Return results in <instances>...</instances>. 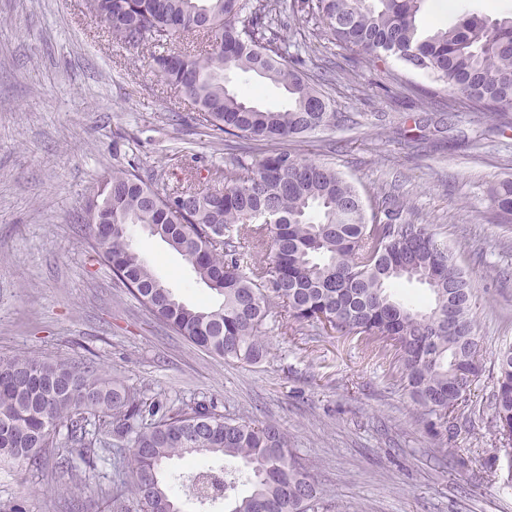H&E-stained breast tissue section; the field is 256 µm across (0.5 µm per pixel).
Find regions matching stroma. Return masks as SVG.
I'll list each match as a JSON object with an SVG mask.
<instances>
[{"mask_svg": "<svg viewBox=\"0 0 512 512\" xmlns=\"http://www.w3.org/2000/svg\"><path fill=\"white\" fill-rule=\"evenodd\" d=\"M495 18L512 0H425L423 29L462 13ZM318 65L335 71L327 97L353 123L289 141L333 166L365 203L408 202L410 220L432 225L470 273L483 374L476 402L448 433L393 387L388 360L356 339L294 334L272 326L269 353L250 365L210 354L156 320L93 257L78 219L112 170L136 161L159 187L180 163L230 160L148 52L113 42L83 0H0V357L93 364L107 379L175 406L215 404L224 415L278 423L308 464L327 512H512L507 467L490 423L495 353L512 343V223L499 221L488 187L512 178V132L458 110L444 134H421L418 114L444 112L448 94L426 74L389 58L349 61L317 42ZM132 245L174 294L193 306L215 298L159 237L133 229ZM0 469V512H70L62 485H111L129 475L128 451L109 466Z\"/></svg>", "mask_w": 512, "mask_h": 512, "instance_id": "1", "label": "stroma"}]
</instances>
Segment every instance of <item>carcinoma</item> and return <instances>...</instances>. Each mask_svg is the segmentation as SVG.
<instances>
[{"label": "carcinoma", "mask_w": 512, "mask_h": 512, "mask_svg": "<svg viewBox=\"0 0 512 512\" xmlns=\"http://www.w3.org/2000/svg\"><path fill=\"white\" fill-rule=\"evenodd\" d=\"M424 0H292V14L311 25L293 28L282 0H85L93 22L133 49L180 44L150 54L164 81L198 112L212 138L267 144L255 161L234 159L211 170L202 186L190 168L179 185L160 189L131 163L112 172L87 200L85 225L98 259L157 319L204 350L253 364L267 354L272 304L287 323L326 333L388 342L391 380L448 427L449 414L470 401L481 371L473 294L466 271L429 224L404 217L395 200L369 212L357 185L333 167L282 145L347 124L307 78L312 41L326 35L346 53L391 56L430 75L448 91V109L492 115L512 128V13L488 19L466 13L447 28L421 29ZM253 73L282 87L289 106L262 108L252 94L226 84L229 73ZM496 216L512 221V179L488 189ZM160 227L161 239L198 283L221 297L202 309L180 301L131 247L130 233ZM402 279L427 285L433 303L421 309L395 297ZM492 424L512 440V344L496 356ZM110 419L88 428V416ZM58 466L96 469L111 461L113 436L132 449L130 482L71 492L101 495L122 508L131 487L141 512H182L168 461L224 457L187 484L198 502L224 501V512H315L322 492L309 467L276 424L227 417L214 406L173 409L147 401L88 365L0 358V466L40 465L57 444ZM249 488L247 494L239 487Z\"/></svg>", "instance_id": "cac0c4a2"}]
</instances>
